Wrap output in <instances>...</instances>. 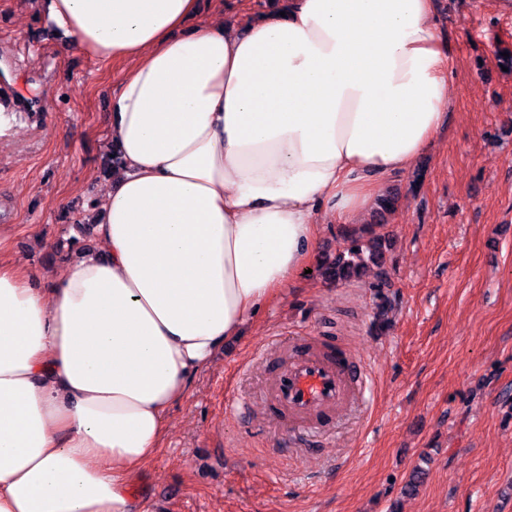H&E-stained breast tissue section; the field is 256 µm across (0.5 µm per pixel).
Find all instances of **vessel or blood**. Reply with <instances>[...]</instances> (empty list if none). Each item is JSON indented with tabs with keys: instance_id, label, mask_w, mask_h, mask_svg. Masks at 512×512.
<instances>
[{
	"instance_id": "b4317fda",
	"label": "vessel or blood",
	"mask_w": 512,
	"mask_h": 512,
	"mask_svg": "<svg viewBox=\"0 0 512 512\" xmlns=\"http://www.w3.org/2000/svg\"><path fill=\"white\" fill-rule=\"evenodd\" d=\"M368 377V369L349 349L327 345L317 350L302 339L276 372L263 406L269 415L286 418L291 427L325 435Z\"/></svg>"
}]
</instances>
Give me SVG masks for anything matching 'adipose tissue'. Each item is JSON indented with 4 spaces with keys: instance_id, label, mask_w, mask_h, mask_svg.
Returning <instances> with one entry per match:
<instances>
[{
    "instance_id": "obj_1",
    "label": "adipose tissue",
    "mask_w": 512,
    "mask_h": 512,
    "mask_svg": "<svg viewBox=\"0 0 512 512\" xmlns=\"http://www.w3.org/2000/svg\"><path fill=\"white\" fill-rule=\"evenodd\" d=\"M127 68L97 250L51 288L0 256V512H138L132 476L215 351L446 125L433 0H32Z\"/></svg>"
}]
</instances>
